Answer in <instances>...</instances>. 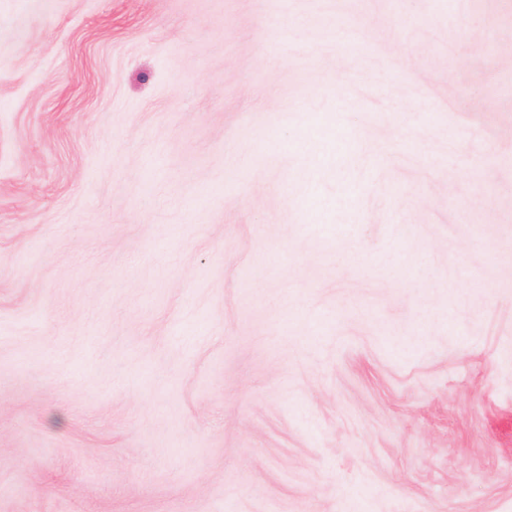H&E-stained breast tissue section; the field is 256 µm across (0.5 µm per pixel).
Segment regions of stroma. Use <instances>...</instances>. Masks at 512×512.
I'll use <instances>...</instances> for the list:
<instances>
[{"mask_svg": "<svg viewBox=\"0 0 512 512\" xmlns=\"http://www.w3.org/2000/svg\"><path fill=\"white\" fill-rule=\"evenodd\" d=\"M0 512H512V0H0Z\"/></svg>", "mask_w": 512, "mask_h": 512, "instance_id": "obj_1", "label": "stroma"}]
</instances>
